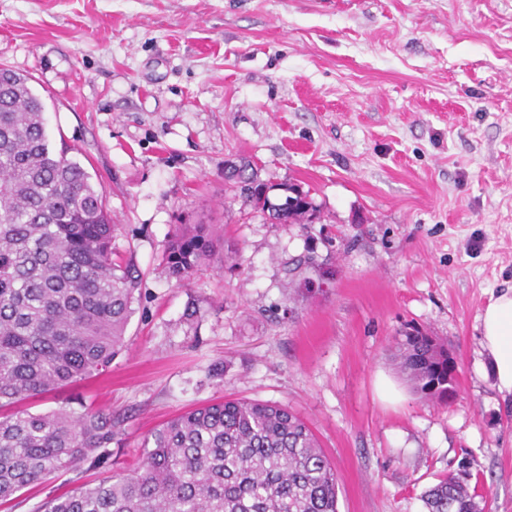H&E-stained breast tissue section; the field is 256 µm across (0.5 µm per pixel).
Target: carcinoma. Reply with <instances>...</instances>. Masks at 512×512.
<instances>
[{"label":"carcinoma","instance_id":"obj_1","mask_svg":"<svg viewBox=\"0 0 512 512\" xmlns=\"http://www.w3.org/2000/svg\"><path fill=\"white\" fill-rule=\"evenodd\" d=\"M0 96V507L26 489L33 512H338V477L307 424L269 402L226 398L154 428L128 473L66 492L50 480L82 463L112 469V415L81 405L32 414L16 405L107 370L124 345L140 278L112 257L115 225L103 189L48 143L44 107L7 68ZM244 206L277 224H310L309 192L284 184L271 201L257 169L224 171ZM210 252L201 224L184 225L166 254L169 277L189 280ZM447 348L423 331L395 339L392 362L415 392L444 400ZM449 474L422 494L426 512H483Z\"/></svg>","mask_w":512,"mask_h":512}]
</instances>
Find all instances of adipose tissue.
<instances>
[{
  "label": "adipose tissue",
  "instance_id": "1",
  "mask_svg": "<svg viewBox=\"0 0 512 512\" xmlns=\"http://www.w3.org/2000/svg\"><path fill=\"white\" fill-rule=\"evenodd\" d=\"M481 344L500 392L512 394V289L495 297L481 317Z\"/></svg>",
  "mask_w": 512,
  "mask_h": 512
}]
</instances>
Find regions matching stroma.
Returning <instances> with one entry per match:
<instances>
[{
	"label": "stroma",
	"instance_id": "stroma-1",
	"mask_svg": "<svg viewBox=\"0 0 512 512\" xmlns=\"http://www.w3.org/2000/svg\"><path fill=\"white\" fill-rule=\"evenodd\" d=\"M0 65L103 186L141 279L110 370L30 412L112 414L129 470L179 413L277 403L318 437L339 512H425L465 472L485 512H512V395L480 326L512 287V0H0ZM244 161L319 221L245 208L224 183ZM185 224L213 247L180 286L164 258ZM414 328L452 353L453 402L391 365Z\"/></svg>",
	"mask_w": 512,
	"mask_h": 512
}]
</instances>
